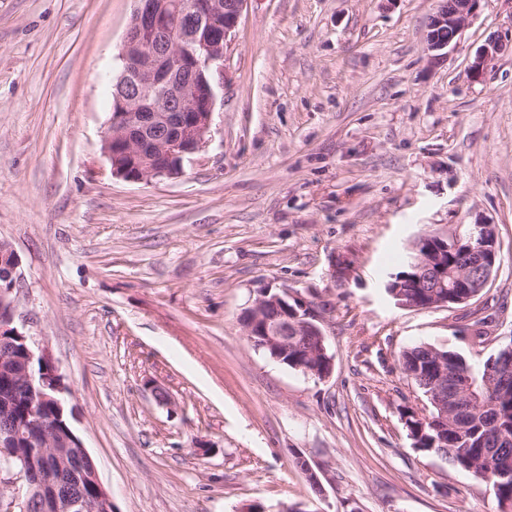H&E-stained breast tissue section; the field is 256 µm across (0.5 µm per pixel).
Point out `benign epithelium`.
<instances>
[{
    "label": "benign epithelium",
    "instance_id": "7a95c632",
    "mask_svg": "<svg viewBox=\"0 0 512 512\" xmlns=\"http://www.w3.org/2000/svg\"><path fill=\"white\" fill-rule=\"evenodd\" d=\"M123 48V68L112 83V108L103 136V152L110 162L112 176L126 181L151 178H177L184 161L200 153L209 141L216 95L213 75L224 74V49L234 35L246 0H136ZM482 0H438L430 16L426 50L434 63L445 57L455 41L478 13ZM500 50L491 40L481 48L469 66L470 74L482 77ZM448 239L423 234L413 244V277L400 278L395 288L405 297L407 288H429L427 307L448 306V294L438 288H468L459 299L464 303L489 284L496 264L495 225L478 222L467 232V262L448 271L442 263L448 253ZM19 259L6 243L0 242V343L21 345V366H13L10 376L26 391L31 414L21 423L0 429V468L14 471L27 485L22 512L38 504L42 512H81L85 508L73 494L57 493L63 478L85 482L97 490L96 512H112V496L102 484L95 466L84 469L79 462L90 455L81 439L70 428L60 431L53 419L39 412L52 402L64 410L67 391L50 350L31 342L13 326L15 298L22 287ZM244 322L247 340L275 351L274 358L288 357V337L311 338L306 349L304 373L324 380L333 369V358L325 347L323 322L311 303L288 292L261 291ZM40 363L43 371L29 370ZM427 396L437 408L440 420H461L482 401L465 374H440ZM32 445L37 455L14 451L18 445Z\"/></svg>",
    "mask_w": 512,
    "mask_h": 512
}]
</instances>
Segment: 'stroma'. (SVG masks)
Wrapping results in <instances>:
<instances>
[{"instance_id":"stroma-1","label":"stroma","mask_w":512,"mask_h":512,"mask_svg":"<svg viewBox=\"0 0 512 512\" xmlns=\"http://www.w3.org/2000/svg\"><path fill=\"white\" fill-rule=\"evenodd\" d=\"M436 0H248L209 142L178 178L113 177L110 82L134 0H0V242L14 324L46 341L113 512H501L491 485L418 452L400 353L512 343V0L432 64ZM503 48L482 79L468 68ZM494 223L471 306L386 290L426 232ZM312 303L319 380L255 350L261 289ZM492 342L468 340L471 310ZM323 466L313 498L297 453Z\"/></svg>"}]
</instances>
